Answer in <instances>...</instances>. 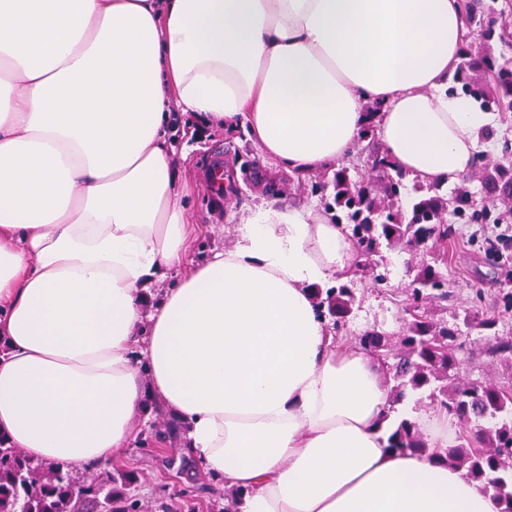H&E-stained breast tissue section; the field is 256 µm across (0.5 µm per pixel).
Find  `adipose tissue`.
<instances>
[{
	"mask_svg": "<svg viewBox=\"0 0 512 512\" xmlns=\"http://www.w3.org/2000/svg\"><path fill=\"white\" fill-rule=\"evenodd\" d=\"M461 0H0V434L64 470L112 461L150 398L238 512H499L388 446L377 361L309 288L357 260L324 211L269 200L191 264L176 113L243 126L275 172L381 146L451 187L498 123L449 93ZM178 273L155 308L151 283ZM148 381H141V372Z\"/></svg>",
	"mask_w": 512,
	"mask_h": 512,
	"instance_id": "ef3b65f1",
	"label": "adipose tissue"
}]
</instances>
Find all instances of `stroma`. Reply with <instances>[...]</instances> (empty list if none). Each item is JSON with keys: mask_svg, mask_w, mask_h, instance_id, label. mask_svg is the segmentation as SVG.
Returning a JSON list of instances; mask_svg holds the SVG:
<instances>
[{"mask_svg": "<svg viewBox=\"0 0 512 512\" xmlns=\"http://www.w3.org/2000/svg\"><path fill=\"white\" fill-rule=\"evenodd\" d=\"M172 141L176 154L181 155L180 169L192 190L189 216L197 224L199 233L190 244V257L201 262L212 251L233 247L238 240V228L248 208L259 204L257 190L251 183H242L245 199L239 207L225 206L224 196L211 191L206 183L212 164L227 162L234 167L259 157L256 146H249L246 156H238L241 142L235 136L226 135L223 127L200 123L191 113L178 114L174 124ZM493 227L489 224L464 225L462 235L452 258V288L459 302H467L471 286L483 288L484 310L499 314L501 335L512 336V316L500 314L498 296L500 284L512 276V264L502 265L486 250V240ZM473 358L464 359L461 365L463 377L475 378L484 374L504 385H512V366L490 362L482 354L488 344L487 337L471 335ZM169 414L162 401H154L151 411L135 426L136 438L131 441L119 467L139 473L140 480L135 492L140 499L153 506L190 501L196 512H222L223 499L212 495V488L227 489L224 480L212 478L198 467L193 459L185 458L182 438L163 437L155 445L154 452L140 450L138 435L153 432L159 420Z\"/></svg>", "mask_w": 512, "mask_h": 512, "instance_id": "35a3bbf8", "label": "stroma"}]
</instances>
